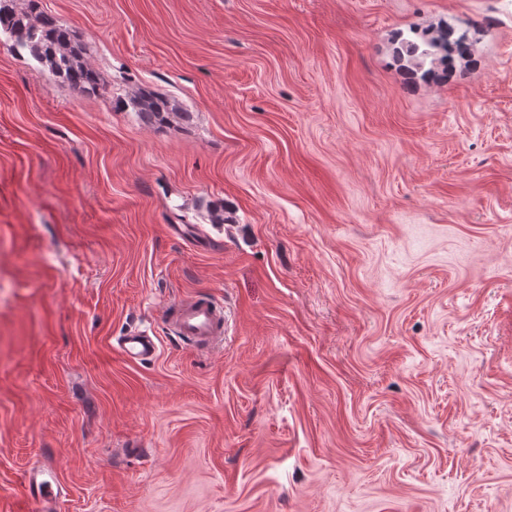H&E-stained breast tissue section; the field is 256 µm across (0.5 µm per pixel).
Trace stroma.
Masks as SVG:
<instances>
[{"label":"stroma","mask_w":512,"mask_h":512,"mask_svg":"<svg viewBox=\"0 0 512 512\" xmlns=\"http://www.w3.org/2000/svg\"><path fill=\"white\" fill-rule=\"evenodd\" d=\"M38 3L101 86L0 30V512L47 457L58 512H512V0ZM448 25L441 24L435 29L433 35L427 33L420 35L417 31L410 29L414 37L405 36L400 32L397 39V46L394 48V55L398 62H406L410 68L420 77L427 79L435 69L442 67L446 73L454 70L458 61L463 59L468 48L461 52L456 58L448 53V32H453ZM466 53V54H465ZM129 104L135 112L145 116L159 114L160 112H177L176 107L165 97L146 89H138L129 97ZM164 320L177 334L210 347L224 336V314L207 296H191L170 304ZM159 338L145 330L129 332L117 345L119 355L127 360H153L157 357Z\"/></svg>","instance_id":"1"}]
</instances>
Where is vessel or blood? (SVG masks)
<instances>
[{
  "mask_svg": "<svg viewBox=\"0 0 512 512\" xmlns=\"http://www.w3.org/2000/svg\"><path fill=\"white\" fill-rule=\"evenodd\" d=\"M164 319L177 334L206 348L224 336V314L206 296L173 302L166 308ZM158 349V337L144 330L129 332L117 345L119 355L133 361L154 359ZM64 495L65 488L53 467L44 462L28 470L20 501L23 512H57Z\"/></svg>",
  "mask_w": 512,
  "mask_h": 512,
  "instance_id": "b4317fda",
  "label": "vessel or blood"
}]
</instances>
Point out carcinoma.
I'll return each instance as SVG.
<instances>
[{
	"instance_id": "carcinoma-1",
	"label": "carcinoma",
	"mask_w": 512,
	"mask_h": 512,
	"mask_svg": "<svg viewBox=\"0 0 512 512\" xmlns=\"http://www.w3.org/2000/svg\"><path fill=\"white\" fill-rule=\"evenodd\" d=\"M0 27L11 38L10 49L27 51L43 64L62 83L84 93L96 91L99 73L87 59L84 48L74 40L70 31L51 15L38 9L37 0H0ZM446 25H440L434 34L399 33L394 55L397 61L426 79L436 69L454 70L457 60L448 53ZM134 111L145 116L172 112V103L153 91L139 89L129 97Z\"/></svg>"
}]
</instances>
